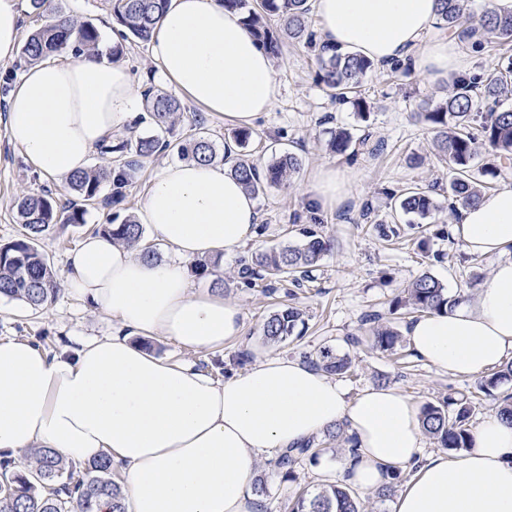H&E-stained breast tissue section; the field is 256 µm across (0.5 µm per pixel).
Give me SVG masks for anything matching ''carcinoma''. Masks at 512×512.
Returning <instances> with one entry per match:
<instances>
[{
	"instance_id": "cac0c4a2",
	"label": "carcinoma",
	"mask_w": 512,
	"mask_h": 512,
	"mask_svg": "<svg viewBox=\"0 0 512 512\" xmlns=\"http://www.w3.org/2000/svg\"><path fill=\"white\" fill-rule=\"evenodd\" d=\"M112 18L118 25L120 40L106 50L111 59L123 55L132 42L147 43L152 38L167 0H108ZM224 8L242 13L261 47L271 56L281 55L286 43L314 44V33L309 29L308 0H223ZM471 0H439V20L458 32V36L471 48L485 50L493 39L512 41V14H500L485 8L479 23L470 22ZM277 16L279 27L272 30L267 17ZM101 34L91 23L76 24L64 12L57 10L52 19L45 20L26 38L20 57L31 65L56 53L67 51L75 58L86 52L97 51ZM375 70L374 63L355 53L343 52L334 46L319 43L317 68L314 80L331 92L338 101L349 103L365 117L371 105L360 93L361 80ZM512 85V63L505 71L492 72L487 79L476 82L474 78H459L453 82L450 94L434 105H427L413 113V118L426 123L435 133V144L448 163L453 177L448 184V209L456 211V203L472 205L482 195L484 185L471 179L472 162L478 155L486 154L487 171L493 173L498 163L512 159V110L496 109L498 99ZM143 101L152 123L149 135H134L126 140L104 142L99 147L103 155H116V164L108 169L100 167L72 174L67 184L81 198V205L62 207L50 196L25 195L16 203L17 217L22 226L21 237L0 246V297L18 300L33 310H38L56 298V276L46 258L37 248L38 240L57 224H83L87 207L98 204L103 184L112 187L111 199L118 201L123 189L134 174L154 154L175 149L179 156L201 163L217 159L215 144L204 136L185 138L174 142L171 118L181 111L182 105L174 96L150 85L143 90ZM359 145L374 153L382 145L369 144L367 137H355L345 127L330 131L328 148L343 155ZM301 166V159L284 151L264 167L239 160L233 167L234 174L253 194L267 185H281L290 180ZM431 187H412L400 193L395 208L404 214L421 219L428 217L437 204ZM105 232L128 244L141 240L143 227L129 219ZM328 250L322 234L310 227L302 229V238L294 245L258 251L251 256V264L242 268L241 278L248 281L263 275L276 282L301 285L311 278V273ZM455 303L448 288L432 274L425 272L414 280L403 294L391 300L389 310L423 314L440 312ZM300 309L288 306L270 315L263 326V335L273 344H281L292 335L302 320ZM369 321L374 346L384 352H393L402 342L397 330L378 324L379 315ZM308 363L334 376L350 372L349 354H338L328 347H321L308 357ZM512 383V362L501 365L496 371L481 377L477 390L497 404V414L512 424V392L505 386ZM475 407L467 398L448 399L438 405L423 406L420 416L425 434L450 451L472 446L471 421ZM315 441L278 454L275 467L282 478H295L296 462L307 457L318 459ZM110 504V512H124L120 480L114 478L113 464L105 456L91 464L83 465L63 459L51 448H39L28 455V463L21 467L8 455L0 456V512H99L101 501ZM289 512H363L360 501L347 484H329L314 495L299 496L289 507Z\"/></svg>"
}]
</instances>
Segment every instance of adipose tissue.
<instances>
[{
    "instance_id": "obj_1",
    "label": "adipose tissue",
    "mask_w": 512,
    "mask_h": 512,
    "mask_svg": "<svg viewBox=\"0 0 512 512\" xmlns=\"http://www.w3.org/2000/svg\"><path fill=\"white\" fill-rule=\"evenodd\" d=\"M322 39L382 66L411 59L432 80L464 75L456 38L428 41L438 0H315ZM155 74L204 111L248 127L280 95L271 57L240 12L222 0H169L149 42ZM135 79L95 52L29 66L7 102V135L41 172L67 179L86 169L105 138L140 107ZM224 163L180 161L155 176L136 221L173 259L134 252L101 233L67 258L65 284L111 316V335L51 353L0 339V453L51 448L90 463L111 455L124 473L126 512H256L260 460L343 425L356 444L346 480L369 492L392 471L413 475L392 512H512V424L499 416L472 431L471 448L423 454L412 400L392 387L348 398L330 375L298 358L252 347L245 371L216 381L187 362L155 356L140 341L162 338L198 351L242 333L223 291L192 286L189 263L237 252L257 234L255 197ZM308 194L321 210L350 197L347 176L316 168ZM457 239L495 258L491 273L452 308L406 329L411 348L436 370L480 376L512 356V184L460 209Z\"/></svg>"
}]
</instances>
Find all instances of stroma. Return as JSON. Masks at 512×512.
Here are the masks:
<instances>
[{
  "label": "stroma",
  "instance_id": "1",
  "mask_svg": "<svg viewBox=\"0 0 512 512\" xmlns=\"http://www.w3.org/2000/svg\"><path fill=\"white\" fill-rule=\"evenodd\" d=\"M57 7L77 22H89L102 34L103 46H111L113 20L107 0H55ZM317 55L313 47L299 43L285 47L275 61V78L281 95L272 111L263 113L252 126V137L243 153L249 161L268 163L276 151L288 149L302 161L290 182L266 187L258 195L260 223L265 230L247 242L240 254L210 260L207 271H194L196 289L208 290L223 283L224 294L242 312L244 337L241 342L219 351L194 352L165 341H154L152 350L172 361H188L205 370L216 380L243 372L238 359L248 345L267 344L263 324L281 305L299 308L304 322L294 337L281 345H272L273 354L297 358L329 347L340 354H350L353 373L340 383L349 397L364 389L384 384L398 389L417 406L443 401L447 397L471 396L475 420L495 414L496 403L477 394L476 378H459L437 371L415 356L410 347L391 355L371 346L372 333L363 324L364 315L381 314L383 322L397 331H405L407 319L389 312V302L400 295L419 275L428 272L442 281L450 294L473 289L491 272V258L466 253L450 234L457 217L448 209L444 193L452 173L440 160L429 126L416 122L412 114L427 102H438L445 85L416 71H390L381 67L367 75L361 93L371 104L368 118H360L350 105L330 98L314 80ZM343 126L355 135H369L371 143H384L383 152L370 154L363 149L337 155L328 146L331 130ZM235 123L185 104L176 115L174 133L185 139L201 132L216 148H223L233 138ZM176 151L156 153L137 178L127 186L119 203L109 201V190H102V202L89 209L81 224H60L39 243L61 287L57 298L46 307L31 310L25 304L0 299V338L27 339L54 352L71 344L76 336H107L112 332L110 316L91 310L72 296L62 284L66 277L65 259L82 239L109 224H118L135 214L152 178L166 163L177 161ZM330 163L350 178V199L334 211L314 210L307 194L308 176L318 165ZM437 188V208L426 222L435 235L428 248H421L414 230L408 229L406 216L397 214L391 191L415 186ZM47 194L65 205L76 195L66 182L40 173L13 147L0 121V246L17 239L21 226L15 202L19 197ZM371 207V221L360 217L363 207ZM396 222L404 230L399 239L382 241L376 230L379 223ZM318 224L331 249L320 261L310 281L295 287L285 283L269 284L254 280L245 286L238 277L241 260L250 253L270 247L297 243L300 231ZM440 253L434 261L432 253ZM361 339L351 348L348 335ZM345 454L343 445L327 450L318 461L301 458L295 466V478L286 481L274 467V455H266L258 475L265 482L262 497L264 512H286L288 502L300 492L316 491L325 478L342 482L339 463Z\"/></svg>",
  "mask_w": 512,
  "mask_h": 512
}]
</instances>
